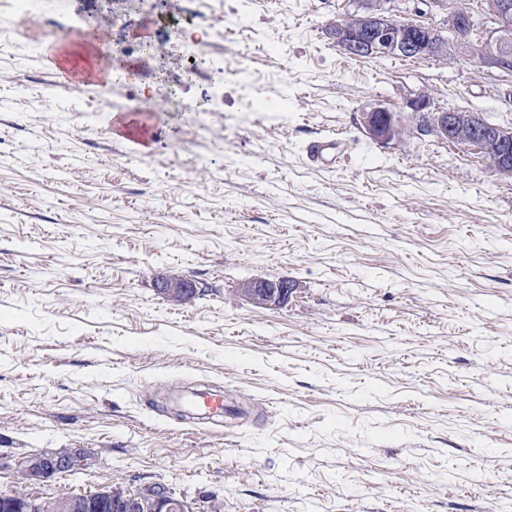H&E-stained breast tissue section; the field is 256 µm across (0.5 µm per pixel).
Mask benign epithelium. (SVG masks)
<instances>
[{"label": "benign epithelium", "instance_id": "obj_1", "mask_svg": "<svg viewBox=\"0 0 512 512\" xmlns=\"http://www.w3.org/2000/svg\"><path fill=\"white\" fill-rule=\"evenodd\" d=\"M386 0H361L362 13L330 23L326 34L333 43L357 57H402L444 59L454 49L472 43L473 22L459 9L448 12V36L414 22L394 18L385 8ZM488 18L494 24V40L482 43L476 55L479 64L503 72L512 71V3L509 0H487ZM405 105L416 129L451 144L472 148L498 174L512 178V129L493 123L478 112L440 111L431 107L426 96L417 94ZM363 132L371 140L387 145L402 139L408 132L403 112L378 107L362 115ZM241 291L253 304L282 308L294 292L286 279H256L244 284ZM159 292L183 302L196 295L194 286L180 279H163ZM88 464L78 449H64L54 455L25 456L17 461L19 469L34 479H49L59 473L81 469ZM104 493L95 490L71 493L70 512H97L103 506ZM121 512H193L189 502L163 486L146 485L126 493L118 503ZM40 500L18 494L0 496V512H41Z\"/></svg>", "mask_w": 512, "mask_h": 512}]
</instances>
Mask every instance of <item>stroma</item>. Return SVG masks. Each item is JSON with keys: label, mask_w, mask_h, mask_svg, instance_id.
<instances>
[{"label": "stroma", "mask_w": 512, "mask_h": 512, "mask_svg": "<svg viewBox=\"0 0 512 512\" xmlns=\"http://www.w3.org/2000/svg\"><path fill=\"white\" fill-rule=\"evenodd\" d=\"M480 0H390L444 28ZM358 0H43L0 47V491L163 485L195 512H512V178L361 116L432 106L512 128L469 54H343ZM79 26L58 31L63 17ZM102 86L48 63L95 50ZM147 148L112 117L148 97ZM338 135L336 165L307 145ZM197 288L167 301L163 277ZM285 278V307L243 283ZM246 416L207 431L178 395ZM87 448L46 480L29 453ZM404 112L392 108L378 107L362 115L363 132L371 140L387 145L402 139L408 132Z\"/></svg>", "instance_id": "1"}]
</instances>
